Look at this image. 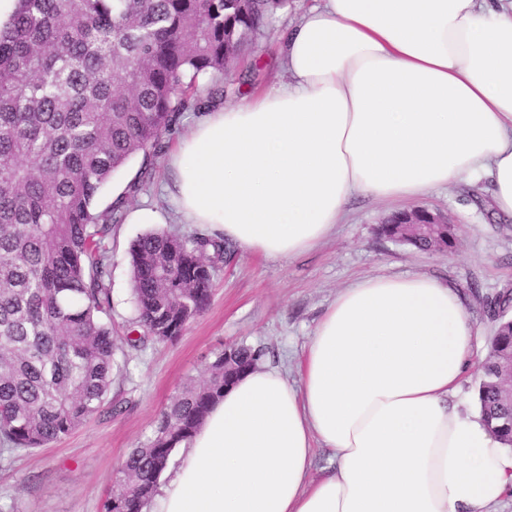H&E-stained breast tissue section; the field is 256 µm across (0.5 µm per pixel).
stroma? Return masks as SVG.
I'll use <instances>...</instances> for the list:
<instances>
[{
	"mask_svg": "<svg viewBox=\"0 0 512 512\" xmlns=\"http://www.w3.org/2000/svg\"><path fill=\"white\" fill-rule=\"evenodd\" d=\"M316 0H294L268 26L242 69L259 66L255 84H242L238 95L260 92L285 81L278 60L281 32ZM165 154L153 159L152 176L141 190L137 181L142 157L115 171L102 190L99 206L107 208L123 193L132 211L112 231V334L116 368L101 412L72 434L0 465V512H101L103 500L119 477L128 452L154 434L161 408L184 386L201 381L208 363L224 347L247 344L263 349L265 363L296 380L298 359L337 292L356 279L375 275H425L452 285L463 296L470 319L480 330L474 369L456 395L464 410L478 415L479 364L489 351L496 319L490 303L512 294V219L498 215L490 177L449 186L421 200L423 208L448 214L457 227L449 252H423L379 234L383 219L398 204L356 197L348 219L322 247L292 260L235 250L221 263L205 311L176 341L132 350L124 338L135 317L131 243L150 231L184 234V224L165 196Z\"/></svg>",
	"mask_w": 512,
	"mask_h": 512,
	"instance_id": "1",
	"label": "stroma"
}]
</instances>
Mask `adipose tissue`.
<instances>
[{
  "label": "adipose tissue",
  "mask_w": 512,
  "mask_h": 512,
  "mask_svg": "<svg viewBox=\"0 0 512 512\" xmlns=\"http://www.w3.org/2000/svg\"><path fill=\"white\" fill-rule=\"evenodd\" d=\"M279 56L285 82L215 104L170 152L184 223L291 260L351 198L414 201L480 173L512 216V0H319ZM477 334L447 284L355 281L299 384L260 365L226 387L149 512H486L512 451L448 402ZM317 443L335 466L315 480Z\"/></svg>",
  "instance_id": "ef3b65f1"
}]
</instances>
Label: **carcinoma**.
Listing matches in <instances>:
<instances>
[{"instance_id":"cac0c4a2","label":"carcinoma","mask_w":512,"mask_h":512,"mask_svg":"<svg viewBox=\"0 0 512 512\" xmlns=\"http://www.w3.org/2000/svg\"><path fill=\"white\" fill-rule=\"evenodd\" d=\"M290 0H18L0 33V459L60 440L100 411L112 386V223L126 196L96 211L112 173L163 151L178 114L193 107L196 81L235 73ZM384 236L422 251L453 242ZM224 236L151 232L129 249L136 306L126 336L138 349L180 336L206 305ZM206 378L166 405L153 437L121 464L101 512H142L172 451L188 440L224 384L265 352L234 347ZM512 325L496 332L482 363L483 423L512 447V405L500 397L499 361Z\"/></svg>"}]
</instances>
